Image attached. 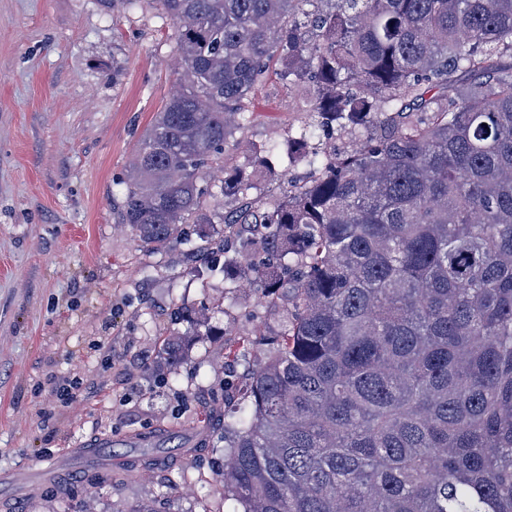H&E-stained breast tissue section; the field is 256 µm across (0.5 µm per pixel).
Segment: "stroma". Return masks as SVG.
I'll return each mask as SVG.
<instances>
[{
    "instance_id": "1",
    "label": "stroma",
    "mask_w": 512,
    "mask_h": 512,
    "mask_svg": "<svg viewBox=\"0 0 512 512\" xmlns=\"http://www.w3.org/2000/svg\"><path fill=\"white\" fill-rule=\"evenodd\" d=\"M173 25L106 0H0V512H234L224 381L244 374V301L188 273V246L142 247L118 180L174 84ZM272 75L241 134L310 124ZM212 307V334L171 375L154 357ZM112 440L99 446L100 437Z\"/></svg>"
}]
</instances>
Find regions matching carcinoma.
I'll list each match as a JSON object with an SVG mask.
<instances>
[{
    "instance_id": "obj_1",
    "label": "carcinoma",
    "mask_w": 512,
    "mask_h": 512,
    "mask_svg": "<svg viewBox=\"0 0 512 512\" xmlns=\"http://www.w3.org/2000/svg\"><path fill=\"white\" fill-rule=\"evenodd\" d=\"M173 23L178 87L121 181L142 246L280 303L224 399L235 512H512V0H112ZM339 134L265 198L281 144L217 179L252 92ZM224 225L218 237L212 223ZM163 340L172 373L200 327ZM288 170L276 176H258L257 181L265 197H279L288 191V181L294 177Z\"/></svg>"
}]
</instances>
